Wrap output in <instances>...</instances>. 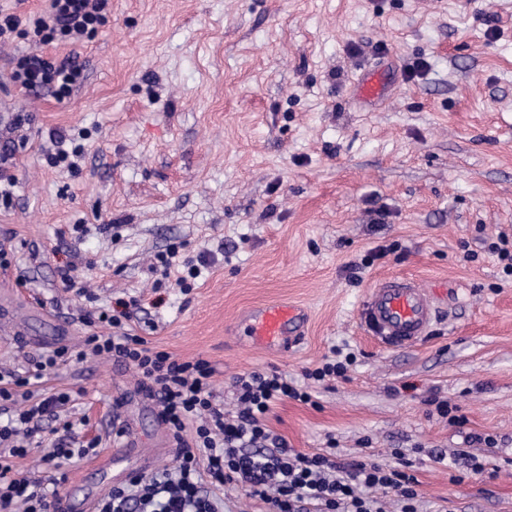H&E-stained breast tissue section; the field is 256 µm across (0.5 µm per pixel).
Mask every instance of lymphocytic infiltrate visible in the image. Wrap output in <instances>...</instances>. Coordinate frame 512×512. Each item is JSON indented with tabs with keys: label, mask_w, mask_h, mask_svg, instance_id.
Here are the masks:
<instances>
[{
	"label": "lymphocytic infiltrate",
	"mask_w": 512,
	"mask_h": 512,
	"mask_svg": "<svg viewBox=\"0 0 512 512\" xmlns=\"http://www.w3.org/2000/svg\"><path fill=\"white\" fill-rule=\"evenodd\" d=\"M48 2L47 10L31 21L34 36L43 43L57 38L81 42L103 22L108 10V0ZM12 79L28 91L51 89L61 101L81 83L83 66L75 58L56 65L33 51L18 58ZM136 304L133 298L120 299L114 308L86 313V324L110 325L112 333H93L80 349L63 346L33 359L32 375L0 371V411L9 414L6 422H0V512H58L60 488L67 480L62 465L96 455L100 438L81 440L75 423L63 418L73 400L71 392L38 396L32 390L48 368L89 357L135 370L139 388L157 405L176 452L173 468L148 477L131 476L99 501L94 512H223L220 493L228 485L260 499L269 512H382L378 500L369 495L373 489L395 494L400 512H417L418 480L410 462L403 460L395 467L345 463L332 445L314 453L289 448L284 438L269 429L267 417L277 402L307 403L311 396L273 368L236 377L237 410L226 413L215 399L214 369L206 359L175 360L124 329ZM45 420L62 421L63 433L41 457L51 475L35 479L18 470L14 461L31 452Z\"/></svg>",
	"instance_id": "f902f5d3"
}]
</instances>
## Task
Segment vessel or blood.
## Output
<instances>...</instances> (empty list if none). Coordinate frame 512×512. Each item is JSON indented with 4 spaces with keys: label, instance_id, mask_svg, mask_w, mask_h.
<instances>
[{
    "label": "vessel or blood",
    "instance_id": "obj_1",
    "mask_svg": "<svg viewBox=\"0 0 512 512\" xmlns=\"http://www.w3.org/2000/svg\"><path fill=\"white\" fill-rule=\"evenodd\" d=\"M437 317L434 301L418 281L392 277L372 288L361 309V323L387 348H407L424 339ZM301 307L279 299L249 310L240 320L244 340L268 351H284L305 332Z\"/></svg>",
    "mask_w": 512,
    "mask_h": 512
}]
</instances>
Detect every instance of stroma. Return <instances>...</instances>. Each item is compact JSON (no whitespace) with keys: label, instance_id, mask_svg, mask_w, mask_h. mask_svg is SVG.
I'll list each match as a JSON object with an SVG mask.
<instances>
[{"label":"stroma","instance_id":"stroma-1","mask_svg":"<svg viewBox=\"0 0 512 512\" xmlns=\"http://www.w3.org/2000/svg\"><path fill=\"white\" fill-rule=\"evenodd\" d=\"M35 49L83 63L70 98L13 81ZM369 73L385 86L374 102L357 95ZM56 130L70 136L57 166ZM7 148L16 184L0 199L11 262L0 290L22 274L27 293L0 307V369L109 333L82 314L134 297L138 334L208 360L225 411L235 377L277 368L312 396L268 415L289 447L332 440L343 461L382 465L397 449L415 463L417 512H512V276L490 249L512 238V0H109L79 45L31 33L0 44ZM170 246L207 260L189 293L150 269ZM67 264L90 298L63 287ZM396 275L446 295L425 339L387 350L359 311ZM281 297L307 312L303 341L286 352L236 342L239 317ZM337 349L352 359L346 378H305ZM42 387L83 390L68 415L101 439L70 467L65 495L95 502L174 464L131 367L60 364ZM466 431L492 442L464 445ZM464 449L484 472L455 482L431 459Z\"/></svg>","mask_w":512,"mask_h":512}]
</instances>
